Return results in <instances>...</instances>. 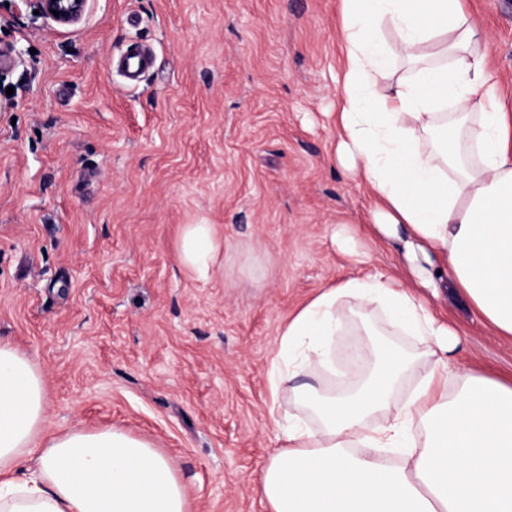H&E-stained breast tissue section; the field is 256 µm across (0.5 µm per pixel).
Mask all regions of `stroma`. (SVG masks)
I'll return each instance as SVG.
<instances>
[{
    "instance_id": "obj_1",
    "label": "stroma",
    "mask_w": 512,
    "mask_h": 512,
    "mask_svg": "<svg viewBox=\"0 0 512 512\" xmlns=\"http://www.w3.org/2000/svg\"><path fill=\"white\" fill-rule=\"evenodd\" d=\"M512 113V0H466ZM0 0V340L46 372L48 431L120 428L174 462L194 512H268L279 446L268 376L279 329L319 290L378 273L413 287L396 240L372 241L367 188L337 163V0H90L56 26ZM155 53L137 85L112 65ZM222 242L207 278L178 258L187 224ZM459 333L451 357L512 376L445 286L422 290ZM378 304L351 317L408 350Z\"/></svg>"
}]
</instances>
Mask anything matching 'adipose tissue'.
I'll return each instance as SVG.
<instances>
[{"instance_id": "adipose-tissue-1", "label": "adipose tissue", "mask_w": 512, "mask_h": 512, "mask_svg": "<svg viewBox=\"0 0 512 512\" xmlns=\"http://www.w3.org/2000/svg\"><path fill=\"white\" fill-rule=\"evenodd\" d=\"M336 158L371 190L379 236L407 227V259L437 257L421 280L447 282L497 335L512 338V114L488 67L486 31L464 0H340ZM435 134L431 150L422 138ZM221 242L185 225L181 262L207 276ZM382 304L393 324L434 343L428 372L405 399L394 390L414 358L372 352L366 381L336 393L297 384L328 368L350 302ZM454 344L431 308L388 277L321 289L281 327L269 371L273 408L284 384L292 413L257 491L270 512H512V379L451 364ZM45 375L0 342V512H192L170 457L119 429L47 433Z\"/></svg>"}]
</instances>
